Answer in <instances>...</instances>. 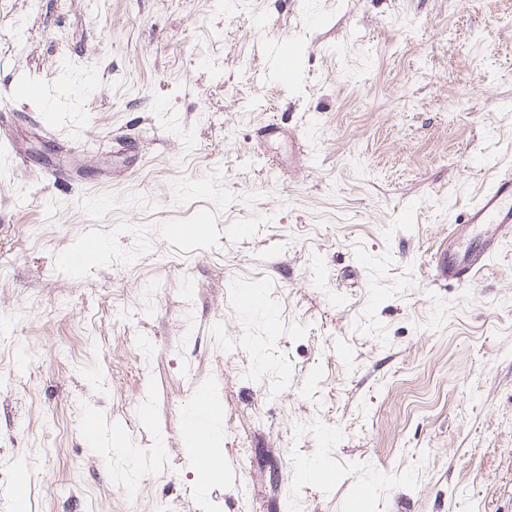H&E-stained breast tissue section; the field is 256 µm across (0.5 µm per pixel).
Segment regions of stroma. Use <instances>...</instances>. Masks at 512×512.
<instances>
[{"mask_svg":"<svg viewBox=\"0 0 512 512\" xmlns=\"http://www.w3.org/2000/svg\"><path fill=\"white\" fill-rule=\"evenodd\" d=\"M20 80L0 512L17 483L26 512H512V241L475 287L428 278L512 166V0H0ZM224 407L208 393H199L195 400L194 414L189 417L184 427V442L195 448L192 458L200 473L210 474L214 479L224 478V460L215 458L211 449L207 448L210 437L204 436L206 422L210 423L221 418Z\"/></svg>","mask_w":512,"mask_h":512,"instance_id":"35a3bbf8","label":"stroma"}]
</instances>
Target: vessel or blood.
Here are the masks:
<instances>
[{
  "mask_svg": "<svg viewBox=\"0 0 512 512\" xmlns=\"http://www.w3.org/2000/svg\"><path fill=\"white\" fill-rule=\"evenodd\" d=\"M512 238V168L491 183L448 227V240L441 246L429 268L433 282L475 285L505 240ZM224 408L209 394H198L193 415L184 427L183 438L194 448L192 458L200 473L220 479L224 462L213 456L210 439L204 436L206 423L221 418Z\"/></svg>",
  "mask_w": 512,
  "mask_h": 512,
  "instance_id": "obj_1",
  "label": "vessel or blood"
}]
</instances>
